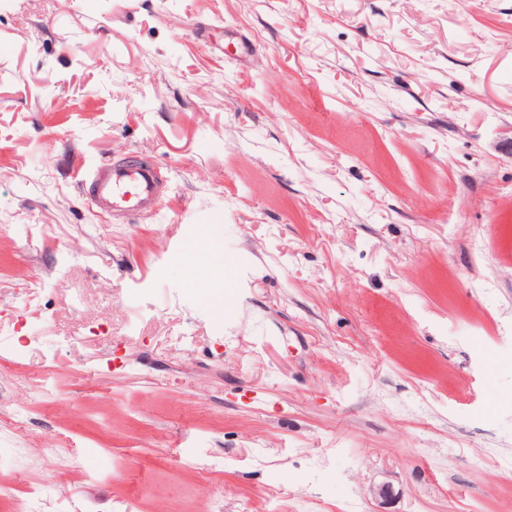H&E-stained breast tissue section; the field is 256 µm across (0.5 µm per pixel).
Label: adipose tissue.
<instances>
[{
  "instance_id": "1",
  "label": "adipose tissue",
  "mask_w": 512,
  "mask_h": 512,
  "mask_svg": "<svg viewBox=\"0 0 512 512\" xmlns=\"http://www.w3.org/2000/svg\"><path fill=\"white\" fill-rule=\"evenodd\" d=\"M187 258L192 268L190 284L204 290V297L216 307H223L224 297L234 288L231 279L220 276L223 250L214 235L201 231L187 247Z\"/></svg>"
}]
</instances>
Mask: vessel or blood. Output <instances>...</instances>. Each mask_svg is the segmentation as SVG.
<instances>
[{
	"mask_svg": "<svg viewBox=\"0 0 512 512\" xmlns=\"http://www.w3.org/2000/svg\"><path fill=\"white\" fill-rule=\"evenodd\" d=\"M74 180L91 204L115 220L157 213L167 179L151 164L106 160L95 169H77Z\"/></svg>",
	"mask_w": 512,
	"mask_h": 512,
	"instance_id": "1",
	"label": "vessel or blood"
}]
</instances>
